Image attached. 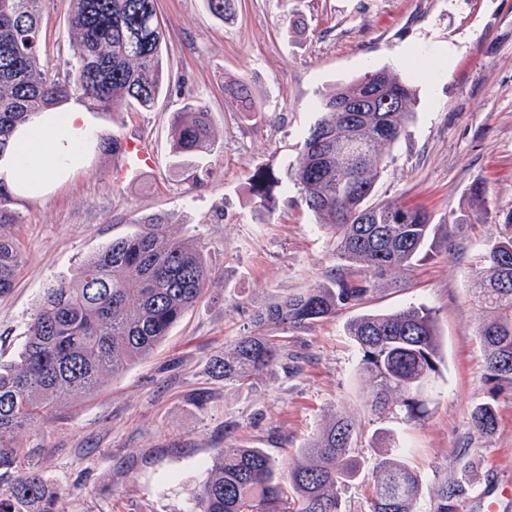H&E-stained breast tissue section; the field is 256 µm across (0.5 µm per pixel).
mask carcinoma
<instances>
[{
	"instance_id": "carcinoma-1",
	"label": "carcinoma",
	"mask_w": 512,
	"mask_h": 512,
	"mask_svg": "<svg viewBox=\"0 0 512 512\" xmlns=\"http://www.w3.org/2000/svg\"><path fill=\"white\" fill-rule=\"evenodd\" d=\"M217 19L235 0H204ZM45 0H0V152L29 117L69 99L92 112L149 109L173 80L162 63L164 39L156 0H70L67 16L72 58L62 73L42 61ZM398 101L382 112L345 114V103L363 105L368 89ZM224 92L243 112L254 111L251 85L235 79ZM417 102L415 87L388 67L335 85L321 99V117L310 128L291 168L304 203L336 236L342 265L329 282L290 294L258 314L259 326L310 325L355 307L393 276L448 249V237L471 220L433 224L429 213L398 201L375 203L377 181L395 143L405 134ZM215 137L199 101L175 113L171 154L209 153ZM258 206L271 209L279 179L270 171L249 177ZM488 188H469L473 216H491ZM13 194L0 183V294L15 285L21 263L1 229L18 222ZM505 233L489 240L483 266L470 288L483 319L484 382L489 398L470 413L483 435L498 426L496 392L512 385V213L495 216ZM136 231L112 239L70 279L44 289L25 332L18 359L0 367V512H62L36 465L24 463L5 443L12 433L47 418L65 397L96 392L104 378L148 356L204 296L211 275L202 252L176 238L161 214L136 220ZM358 350L357 369L367 377L366 404L375 415L405 423L424 419L439 373V339L431 310L410 305L364 313L349 321ZM282 352L280 337L258 331L236 340L212 361L224 385L248 388ZM425 386V394L417 389ZM384 449L372 465L365 512H417L419 476L400 457L394 432L378 429ZM358 431L350 416L335 413L294 459H274L259 448H221L199 493V512H346L340 490L363 474Z\"/></svg>"
}]
</instances>
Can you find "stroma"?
I'll use <instances>...</instances> for the list:
<instances>
[{
    "label": "stroma",
    "instance_id": "obj_1",
    "mask_svg": "<svg viewBox=\"0 0 512 512\" xmlns=\"http://www.w3.org/2000/svg\"><path fill=\"white\" fill-rule=\"evenodd\" d=\"M69 0H46L48 62L70 58ZM163 63L184 84L147 111L92 114L95 133L144 138L153 170L117 185L115 157L95 149L83 168L48 196L19 200L5 232L21 266L0 295V364L17 358L47 284L71 278L135 219L169 214V232L193 242L212 271L207 293L146 358L107 378L94 394L66 399L40 423L18 431L23 449L58 492L63 512H198L193 497L221 448H259L295 457L336 411L351 415L366 463L373 433L390 427L421 480L418 512H434L441 483L455 487L453 512H512V386L498 391L499 424L479 435L472 408L487 396L481 318L468 289L500 225L470 224L446 251L392 280L362 305L289 329L277 363L250 388L225 385L211 369L256 316L282 297L327 281L335 241L288 177L316 103L336 83L388 66L417 89L407 134L376 186L380 200L428 211L436 224L469 210L481 180L490 208L512 211V0H236L227 20L203 0H157ZM244 78L255 109L238 111L226 81ZM208 108L216 137L201 158L170 153L175 112L192 100ZM279 178L273 210L253 200L248 177ZM410 305L431 309L440 372L429 415L392 423L365 407L352 317ZM209 400L196 402L200 390Z\"/></svg>",
    "mask_w": 512,
    "mask_h": 512
}]
</instances>
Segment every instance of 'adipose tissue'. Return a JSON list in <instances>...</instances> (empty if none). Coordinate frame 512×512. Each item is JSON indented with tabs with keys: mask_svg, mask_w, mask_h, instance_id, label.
Instances as JSON below:
<instances>
[{
	"mask_svg": "<svg viewBox=\"0 0 512 512\" xmlns=\"http://www.w3.org/2000/svg\"><path fill=\"white\" fill-rule=\"evenodd\" d=\"M88 113L76 105L40 112L0 153V183L13 195L37 200L83 166L94 144Z\"/></svg>",
	"mask_w": 512,
	"mask_h": 512,
	"instance_id": "1",
	"label": "adipose tissue"
}]
</instances>
